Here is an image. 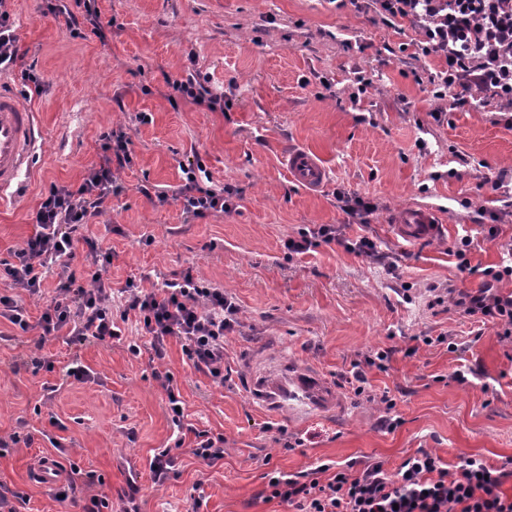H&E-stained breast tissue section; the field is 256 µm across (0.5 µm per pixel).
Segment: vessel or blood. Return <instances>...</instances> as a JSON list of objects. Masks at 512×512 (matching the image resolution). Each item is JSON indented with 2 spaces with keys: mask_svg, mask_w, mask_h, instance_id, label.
I'll list each match as a JSON object with an SVG mask.
<instances>
[{
  "mask_svg": "<svg viewBox=\"0 0 512 512\" xmlns=\"http://www.w3.org/2000/svg\"><path fill=\"white\" fill-rule=\"evenodd\" d=\"M45 140L37 112L19 95L0 89V203L16 198L25 176ZM288 172L303 187L321 189L328 180L323 164L307 151L289 152ZM397 231L408 242L434 235L442 224L437 208L420 206L403 211L396 219ZM248 396L267 409H279L289 401L302 404L307 414L340 413L343 407L336 390L307 366H292L275 372L260 371L247 383ZM61 477L57 461L41 458L34 470L36 483L55 487Z\"/></svg>",
  "mask_w": 512,
  "mask_h": 512,
  "instance_id": "vessel-or-blood-1",
  "label": "vessel or blood"
}]
</instances>
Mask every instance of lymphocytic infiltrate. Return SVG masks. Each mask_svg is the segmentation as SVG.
Masks as SVG:
<instances>
[{
	"mask_svg": "<svg viewBox=\"0 0 512 512\" xmlns=\"http://www.w3.org/2000/svg\"><path fill=\"white\" fill-rule=\"evenodd\" d=\"M387 20H408L419 32L424 54L444 60L437 75L443 92L463 89L471 95L490 94L512 106V0H372ZM51 12L64 21L72 37L106 32L91 0L68 7L55 0ZM103 154L78 186L50 185L35 215L36 231L24 245L0 257V279L9 280L13 295H0V319L19 331L30 328L26 308L16 293L41 294L48 278L57 287L38 324L42 339L66 334L71 343L94 339L126 342L139 354L137 342L125 341L123 326L136 319L149 336L157 360H164L168 339H178L185 362L223 386L224 341L239 324L240 307L233 295L184 272L179 278L144 290L127 284L113 291L112 252L88 233L112 195L115 170L130 164V138L110 130L101 136ZM180 199L184 214L200 217L231 208L223 192L208 187L203 162L182 166ZM340 242L348 251L367 256L376 251L367 237L344 238L339 227L317 224L288 239L289 254H303L320 243ZM500 265L481 270L477 292H457L452 301L464 314L480 316L497 328L501 342L512 345V294L496 285L512 281V242L503 244ZM508 473L478 456L458 457L447 465L434 453L417 450L396 471L383 462L317 466L309 480L273 470L267 474L269 499L296 506L298 512H512V495L502 485Z\"/></svg>",
	"mask_w": 512,
	"mask_h": 512,
	"instance_id": "1",
	"label": "lymphocytic infiltrate"
}]
</instances>
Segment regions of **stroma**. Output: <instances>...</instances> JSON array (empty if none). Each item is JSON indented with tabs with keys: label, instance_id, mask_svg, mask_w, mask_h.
I'll list each match as a JSON object with an SVG mask.
<instances>
[{
	"label": "stroma",
	"instance_id": "1",
	"mask_svg": "<svg viewBox=\"0 0 512 512\" xmlns=\"http://www.w3.org/2000/svg\"><path fill=\"white\" fill-rule=\"evenodd\" d=\"M47 5L8 3L18 59L0 74V88L39 112L46 141L25 191L0 205V255L33 235L50 185H79L100 161L101 133L120 128L132 162L115 173L122 192L89 226L112 249L113 288L131 279L148 288L190 269L232 293L241 323L226 339V386L186 365L174 338L159 365L178 383L187 423L224 436V459L209 466L191 454L192 433L175 447L154 352L136 322L126 325L136 356L118 342L63 336L40 348L47 299L24 297L33 329L0 322V437L23 426L34 436L31 447L0 455V483L28 496L21 512H82L95 494L129 512H289L266 501L268 471L374 459L392 471L420 448L450 464L476 455L497 469L512 465L508 348L492 324L428 291L481 288L453 253L461 235L472 239L468 261L482 268L501 264V246L512 240V106L489 95L458 108L436 98L432 78L443 61L422 55L408 20L384 22L364 0H95L112 28L104 40L71 38ZM29 69L39 84L23 83ZM194 71L223 95L224 111L169 99V81ZM141 113L148 123L138 122ZM294 147L329 170L319 191L289 175L284 156ZM196 155L211 187L232 191L230 212L183 214L181 167ZM354 196L373 211L350 214L345 201ZM414 206L436 207L446 222L410 244L393 220ZM316 224L369 237L380 259L336 243L287 257L285 240ZM439 335L458 351L411 342ZM380 348L393 351L388 370L365 376L370 390L396 401L401 422L391 431L380 425L382 409L350 384L353 361ZM39 351L53 368L35 374L24 363ZM288 362L315 366L342 396V412L297 418L253 404L251 373ZM77 365L87 378L65 380ZM458 369L466 383L453 379ZM47 385L56 388L48 401ZM295 439L300 447L284 449ZM168 446L177 475L157 484L149 462ZM53 453L74 500L58 502L31 479L34 463ZM95 474L103 483L92 482Z\"/></svg>",
	"mask_w": 512,
	"mask_h": 512
}]
</instances>
